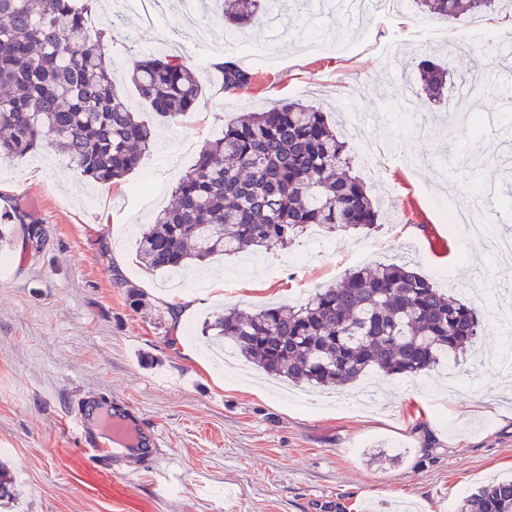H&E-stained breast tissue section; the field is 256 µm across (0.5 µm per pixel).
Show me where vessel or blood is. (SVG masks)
<instances>
[{
    "mask_svg": "<svg viewBox=\"0 0 512 512\" xmlns=\"http://www.w3.org/2000/svg\"><path fill=\"white\" fill-rule=\"evenodd\" d=\"M74 416L85 451L110 462L114 473L138 474L162 453L160 434L146 428L138 413L122 402L104 408L84 398L78 402Z\"/></svg>",
    "mask_w": 512,
    "mask_h": 512,
    "instance_id": "b4317fda",
    "label": "vessel or blood"
}]
</instances>
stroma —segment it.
I'll list each match as a JSON object with an SVG mask.
<instances>
[{"label":"stroma","mask_w":512,"mask_h":512,"mask_svg":"<svg viewBox=\"0 0 512 512\" xmlns=\"http://www.w3.org/2000/svg\"><path fill=\"white\" fill-rule=\"evenodd\" d=\"M273 12L277 25L235 44L215 5L190 25L169 15L150 24L132 8L117 26L98 6L116 62L170 40L168 54L201 76L196 110L156 123L122 69L116 91L156 132L137 171L101 186L48 145L0 161V212L14 215L13 240L0 247L9 260L0 271V465L17 489L0 512H457L487 480L512 475V391L492 358L512 351V336L491 325L460 357L456 380L440 366L409 380L378 372L375 400L362 407L331 389L312 392L314 408L290 405L276 379L255 369L243 379L208 358L202 329L223 310L291 302L382 262L409 264L441 285L454 278L484 315L512 301V262H494L482 243L491 231L512 236V207L477 202L483 185L512 190V111L503 107L512 72L500 68L512 56L480 41L449 53L448 38L469 33L468 15L435 20V35L420 41L412 0L351 21L344 0H275ZM338 42L344 52L332 51ZM228 58L249 67V89L224 92L214 65ZM426 58L492 87L473 108L442 117L411 93ZM296 100L345 127L368 114L364 137L349 145L379 202L378 227L256 253L244 272L234 255L192 266L182 279L206 285L194 291L195 311L177 317L182 294L169 273L136 261L154 213L139 187L155 185L170 205L179 178L228 123ZM433 173L458 204H476L466 229L445 224ZM32 220L45 232L38 251L23 234ZM132 287L141 305L131 304ZM86 397L126 402L162 432L156 471L118 477L88 456L72 415Z\"/></svg>","instance_id":"stroma-1"}]
</instances>
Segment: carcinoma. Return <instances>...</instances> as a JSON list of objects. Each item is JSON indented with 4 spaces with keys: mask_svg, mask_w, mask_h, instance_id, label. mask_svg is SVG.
Instances as JSON below:
<instances>
[{
    "mask_svg": "<svg viewBox=\"0 0 512 512\" xmlns=\"http://www.w3.org/2000/svg\"><path fill=\"white\" fill-rule=\"evenodd\" d=\"M224 23L246 33L265 25L272 0H219ZM504 0H414L420 12L457 20ZM98 0H0V160L52 143L84 176L123 180L153 147L151 128L112 84L103 33L90 34ZM224 91H239L252 73L227 59ZM418 82L448 107L461 87L482 86L443 65L418 63ZM132 83L155 116L171 122L193 111L199 76L168 56L138 62ZM353 155L327 113L299 101L250 112L202 148L136 243L148 269H177L216 255L282 248L312 226L329 233H369L378 205L354 173ZM482 321L451 288L404 264L349 272L292 304L245 315L227 309L204 333L232 341L269 375L311 386H347L368 370L419 376L440 358L457 360L476 342ZM459 512H512V479L493 478Z\"/></svg>",
    "mask_w": 512,
    "mask_h": 512,
    "instance_id": "carcinoma-1",
    "label": "carcinoma"
}]
</instances>
